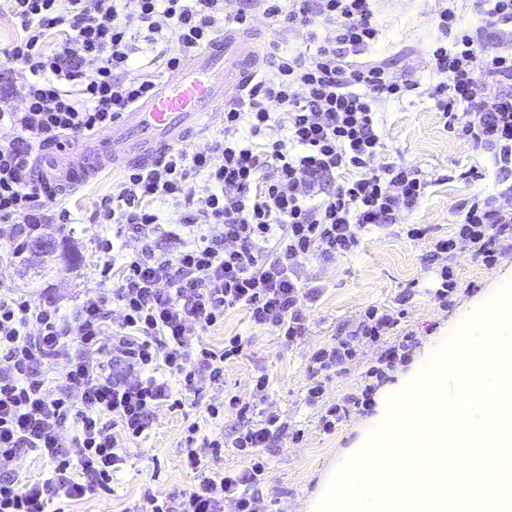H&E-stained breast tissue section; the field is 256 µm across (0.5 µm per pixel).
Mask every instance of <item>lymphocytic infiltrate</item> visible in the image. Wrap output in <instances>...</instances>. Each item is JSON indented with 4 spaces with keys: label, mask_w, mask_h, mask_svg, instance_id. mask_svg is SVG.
<instances>
[{
    "label": "lymphocytic infiltrate",
    "mask_w": 512,
    "mask_h": 512,
    "mask_svg": "<svg viewBox=\"0 0 512 512\" xmlns=\"http://www.w3.org/2000/svg\"><path fill=\"white\" fill-rule=\"evenodd\" d=\"M16 28L0 43L8 76H0V223L26 238L49 219L69 224L66 189L37 170L42 151L62 139L111 127L150 96L152 72L131 69L134 41L159 48L166 70L183 64L227 28L245 30L253 13L228 10L224 0H6ZM271 22L304 31L312 50H267L268 65L224 105V127L205 147L163 152L150 165L128 168L117 194L101 201L97 224H132L139 246L123 263L104 241L105 282L72 314L25 300L0 302V512H67L73 503L112 490V475L129 442L147 430L171 399L168 376L186 390L224 382L225 363L242 354L241 337L215 346L202 333L230 309L290 344L305 335L301 287L305 262L353 251L365 233L405 223L433 180L392 157L384 140V108L428 96L445 128L512 170V0H477L478 26L463 23L455 5L432 21L427 67L391 76L358 62L377 39L372 0H255ZM256 10V11H257ZM55 44H48L50 34ZM208 183L196 200L188 175ZM454 212L458 235L475 260L493 267L512 240V183L495 182ZM182 211L162 229L157 204ZM165 233L171 250L151 240ZM403 311L369 306L348 334L317 350L308 404H323L321 373L341 374L358 348L383 344L365 373L360 394L323 405L319 423L335 430L352 410L370 406L376 388L404 362L411 337L386 343ZM268 376L251 399L231 395L206 408L248 418L232 436L187 427L185 462L196 484L180 498L147 492L126 512H269L260 487L267 479L264 449L299 441L280 414L265 409ZM76 423L71 441L62 433ZM248 459L245 470L205 464L221 449ZM31 451L50 460V476L26 483L14 464Z\"/></svg>",
    "instance_id": "1"
}]
</instances>
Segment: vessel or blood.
I'll list each match as a JSON object with an SVG mask.
<instances>
[{
  "mask_svg": "<svg viewBox=\"0 0 512 512\" xmlns=\"http://www.w3.org/2000/svg\"><path fill=\"white\" fill-rule=\"evenodd\" d=\"M259 64L249 33L226 30L152 97L125 112L120 125L94 134L80 161L67 165V180L80 183L119 158L151 163L162 150L183 142L201 115L220 112L225 100L237 95L256 74Z\"/></svg>",
  "mask_w": 512,
  "mask_h": 512,
  "instance_id": "obj_1",
  "label": "vessel or blood"
}]
</instances>
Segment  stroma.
Instances as JSON below:
<instances>
[{"label":"stroma","instance_id":"35a3bbf8","mask_svg":"<svg viewBox=\"0 0 512 512\" xmlns=\"http://www.w3.org/2000/svg\"><path fill=\"white\" fill-rule=\"evenodd\" d=\"M442 5V0H375L379 36L362 54V61L384 66L395 75L415 71L427 76L432 20ZM385 111L384 136L394 156L435 178L407 224L367 233L354 252L307 261L305 276L320 284L322 291L306 309L307 334L290 346H281L269 330L251 325L245 312H226L223 324L205 333V341L220 345L225 337L240 336L246 347L241 357L225 364L223 384L207 387L199 398L186 400L183 407L157 410L144 436L131 443L111 492L75 503L73 512H124L144 491L163 496L193 486L195 473L184 463L188 422H199L205 430L217 425L227 434L242 427V420L231 415L213 423L206 406L223 402L229 393L250 397L256 377L264 373L272 381L270 410L279 412L289 428L303 430L304 437L296 444L266 449L269 474L263 495L275 500L277 512H305L327 472L362 432L372 427L377 415L373 409L356 411L335 431L323 432L317 409L304 401L305 387L312 378L313 352L334 343L367 306L376 305L404 311L399 330L413 334L410 362L419 364L430 348L451 335L468 308L512 279L511 247L502 248L494 267H484L472 258L468 246L458 241V227L453 222L458 204L474 192L473 186L461 180V172L474 166L489 167V158L445 128L428 97L394 103ZM125 172V165L112 166L89 177L66 197L65 206L75 221L64 227V249L75 253L76 258L71 262L57 259L48 273L24 272L12 255L13 241L7 228L0 227V298H22L68 311L97 291L105 261L100 243L111 237L112 227L89 223L88 218L102 198L119 192ZM411 224L425 229V236L408 237ZM441 239L454 240V250L431 258L435 242ZM443 264L455 268L458 280V288L446 305L434 295L437 270ZM379 352V346L364 347L347 372L329 379L325 402L360 393L365 372Z\"/></svg>","mask_w":512,"mask_h":512}]
</instances>
